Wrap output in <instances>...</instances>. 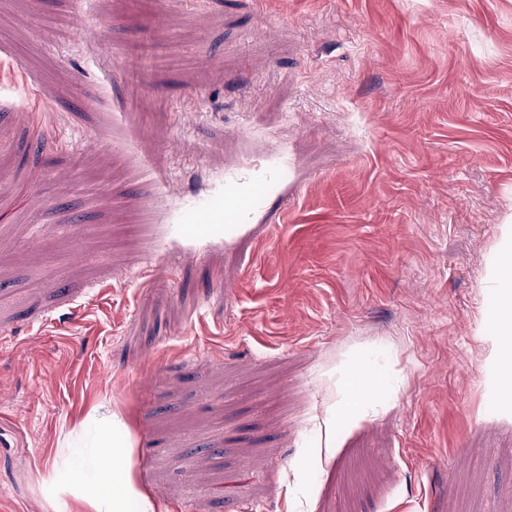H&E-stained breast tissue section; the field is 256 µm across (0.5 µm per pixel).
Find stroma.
I'll return each instance as SVG.
<instances>
[{
	"instance_id": "obj_1",
	"label": "stroma",
	"mask_w": 512,
	"mask_h": 512,
	"mask_svg": "<svg viewBox=\"0 0 512 512\" xmlns=\"http://www.w3.org/2000/svg\"><path fill=\"white\" fill-rule=\"evenodd\" d=\"M510 257L512 0H0V512H512ZM115 445L104 437L93 460H89L80 473L81 483L91 482L96 512H112V500L133 489V474L119 456L112 452Z\"/></svg>"
}]
</instances>
